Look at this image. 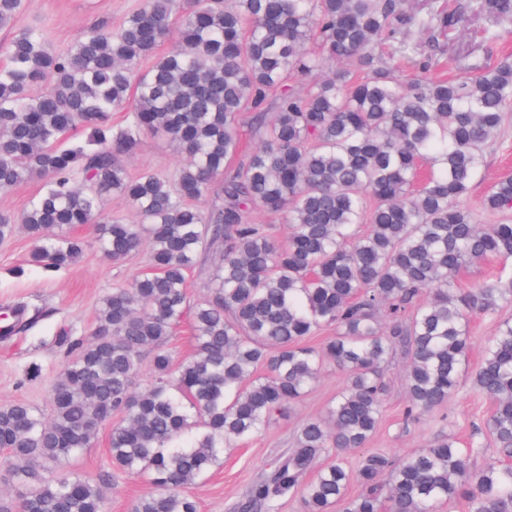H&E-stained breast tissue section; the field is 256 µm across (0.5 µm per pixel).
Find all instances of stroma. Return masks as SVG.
<instances>
[{"label":"stroma","instance_id":"stroma-1","mask_svg":"<svg viewBox=\"0 0 512 512\" xmlns=\"http://www.w3.org/2000/svg\"><path fill=\"white\" fill-rule=\"evenodd\" d=\"M142 0H27L26 9L14 25L0 28V44L22 29L43 36L51 48L62 51L89 30L101 27L117 31L125 16ZM469 48L487 56L496 64L512 59V31L501 33L492 45H482L468 33H455L443 54ZM183 163L162 137L143 135L134 153L124 160L129 175L154 170L173 174ZM512 174V124L499 135L496 145L486 154L482 181L473 185L469 203L479 208L490 185L505 174ZM76 236L87 240L82 257L72 265L45 268L32 264L33 243L24 232L0 242V304L22 299L46 307L50 315L34 329L11 336L0 335V403L26 401L41 411L50 408L51 389L71 354V342L92 338L95 312L101 299L113 288L129 284L148 260L146 252L132 254L122 261L105 256L91 241L93 225L77 228ZM72 331L70 342L60 341V328ZM403 360H396L388 372V392L377 435L366 449H355L350 465H357L364 450H385L392 458L402 459L414 450L429 445L440 432L468 441L483 429L491 412L489 401L478 396L470 385H462L454 400L444 409V421L405 420L407 401L403 386ZM344 375L326 369L306 396L290 409L276 414L268 429L237 448L224 451L220 466L188 489L200 512H231V507L246 494L268 468L278 449L290 447L297 425L304 419L322 415L336 393L344 386ZM65 473L102 474L105 479L107 512H132L134 503L149 490L141 478L121 473L109 454V432L101 430L96 442L61 467Z\"/></svg>","mask_w":512,"mask_h":512}]
</instances>
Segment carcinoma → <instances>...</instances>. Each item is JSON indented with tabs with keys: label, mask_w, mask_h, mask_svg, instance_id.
<instances>
[{
	"label": "carcinoma",
	"mask_w": 512,
	"mask_h": 512,
	"mask_svg": "<svg viewBox=\"0 0 512 512\" xmlns=\"http://www.w3.org/2000/svg\"><path fill=\"white\" fill-rule=\"evenodd\" d=\"M24 9L0 0V27ZM474 25L483 42L498 39L512 0L410 12L404 0H144L118 33L94 28L65 52L27 29L0 44V190L42 182L20 216L0 213V240L21 227L31 261L60 268L87 247L73 228L93 224V244L113 260L142 247L150 260L101 300L50 413L0 404V483L15 491L0 512H103L101 477L59 468L108 423L112 460L151 484L133 512H198L185 486L300 401L327 363L344 388L299 425L239 512H279L295 497L304 512H436L455 499L467 512H512L511 319L469 368L470 323L512 303V275L457 287L462 270L512 257V174L487 191L483 222L468 204L512 120V62L459 55L448 58L456 74L437 77L440 57L412 38L433 47ZM171 36L176 48L143 67ZM328 62L336 71L325 76ZM406 65L416 74L404 81ZM247 112L270 118L234 171ZM145 134L185 156L172 178L127 173ZM218 183L207 212L200 202ZM112 194L139 223L105 212ZM256 211L285 213L288 239L255 223ZM211 250L220 260L193 304L187 273ZM188 311L194 352L177 363L168 345ZM322 330L333 331L326 343L304 344ZM399 355L407 420L436 416L467 375L492 406L485 431L464 449L440 434L400 461L370 451L352 469L347 454L376 435ZM489 443L496 460L471 489L467 462ZM319 456L331 462L311 479Z\"/></svg>",
	"instance_id": "cac0c4a2"
}]
</instances>
